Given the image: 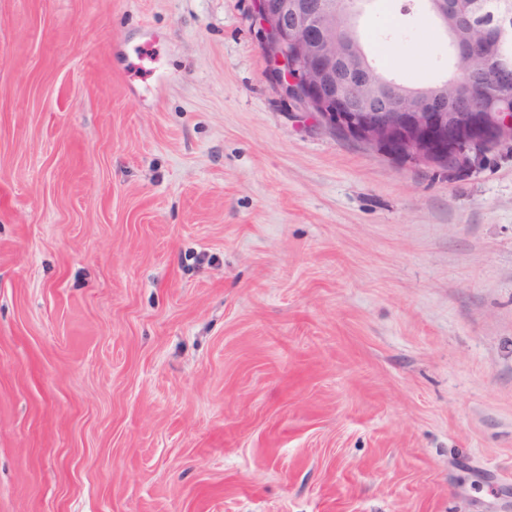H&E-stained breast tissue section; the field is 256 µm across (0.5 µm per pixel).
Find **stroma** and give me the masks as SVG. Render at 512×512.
<instances>
[{
  "label": "stroma",
  "mask_w": 512,
  "mask_h": 512,
  "mask_svg": "<svg viewBox=\"0 0 512 512\" xmlns=\"http://www.w3.org/2000/svg\"><path fill=\"white\" fill-rule=\"evenodd\" d=\"M0 512H512V152L337 140L255 0H0Z\"/></svg>",
  "instance_id": "obj_1"
}]
</instances>
